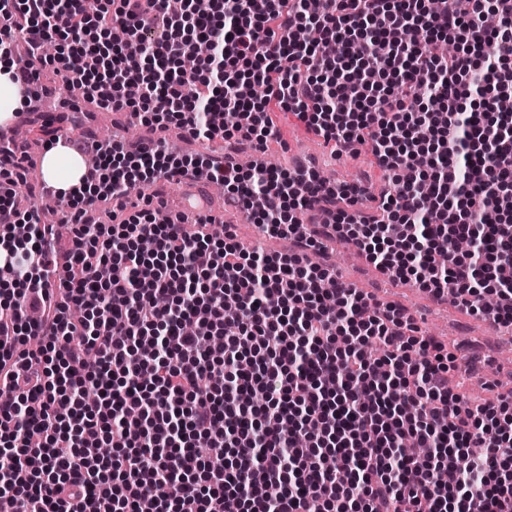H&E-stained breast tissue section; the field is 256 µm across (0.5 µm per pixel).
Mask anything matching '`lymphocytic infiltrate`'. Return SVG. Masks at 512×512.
I'll return each mask as SVG.
<instances>
[{"label":"lymphocytic infiltrate","mask_w":512,"mask_h":512,"mask_svg":"<svg viewBox=\"0 0 512 512\" xmlns=\"http://www.w3.org/2000/svg\"><path fill=\"white\" fill-rule=\"evenodd\" d=\"M0 16L24 99L48 71L149 130L259 151L289 114L336 158L370 146L389 185L367 213V187L314 166L95 141L62 254L37 206L16 209L25 176L0 149L7 512H471L476 497L512 512V390L471 403L448 384L455 354L404 306L308 257L353 244L393 281L512 326V0H0ZM189 169L289 249L247 250L214 215H162L150 188ZM321 199L336 205L325 224ZM408 436L425 461L404 454Z\"/></svg>","instance_id":"1"}]
</instances>
